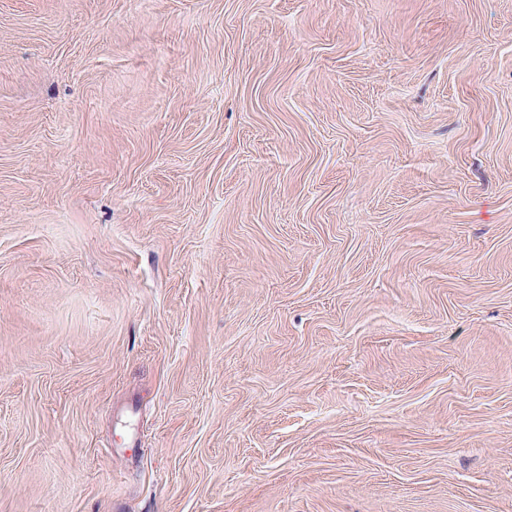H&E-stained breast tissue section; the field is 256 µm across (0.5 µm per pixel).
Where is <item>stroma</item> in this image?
<instances>
[{
  "label": "stroma",
  "mask_w": 512,
  "mask_h": 512,
  "mask_svg": "<svg viewBox=\"0 0 512 512\" xmlns=\"http://www.w3.org/2000/svg\"><path fill=\"white\" fill-rule=\"evenodd\" d=\"M0 512H512V0H0Z\"/></svg>",
  "instance_id": "stroma-1"
}]
</instances>
